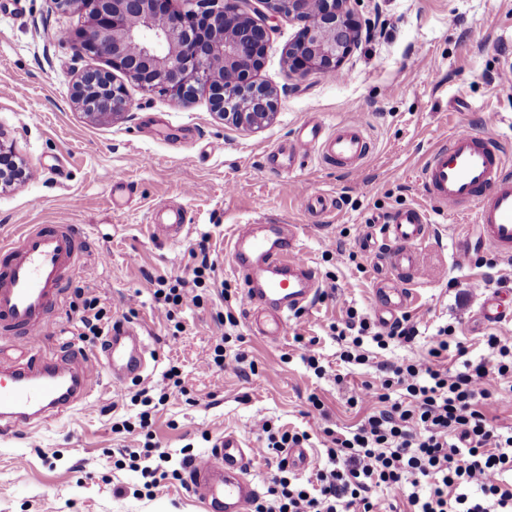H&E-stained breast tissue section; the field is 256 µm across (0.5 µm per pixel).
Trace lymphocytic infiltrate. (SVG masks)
Returning <instances> with one entry per match:
<instances>
[{
	"label": "lymphocytic infiltrate",
	"instance_id": "f902f5d3",
	"mask_svg": "<svg viewBox=\"0 0 512 512\" xmlns=\"http://www.w3.org/2000/svg\"><path fill=\"white\" fill-rule=\"evenodd\" d=\"M191 279L148 277L156 309L172 322L184 301L200 302L214 272L207 249L194 253ZM346 364H375L378 382L363 384L350 405L370 408L357 428H324L327 462L313 481L292 477L284 449L311 436L259 415L258 456L276 464L252 512H387L385 489L406 498L409 512H512V430L496 414L512 410V342L488 334L489 359L472 360L453 325L436 329L426 357L375 361L374 350L413 343L411 316L381 325L355 308L330 324Z\"/></svg>",
	"mask_w": 512,
	"mask_h": 512
}]
</instances>
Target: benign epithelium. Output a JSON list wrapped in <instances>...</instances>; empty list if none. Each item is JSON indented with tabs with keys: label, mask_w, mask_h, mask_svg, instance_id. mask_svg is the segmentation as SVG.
<instances>
[{
	"label": "benign epithelium",
	"mask_w": 512,
	"mask_h": 512,
	"mask_svg": "<svg viewBox=\"0 0 512 512\" xmlns=\"http://www.w3.org/2000/svg\"><path fill=\"white\" fill-rule=\"evenodd\" d=\"M73 5L84 24L69 33L76 57H103L106 69H86L71 97L94 122H109L133 107L119 71L146 92L161 91L174 104L203 92L212 112L245 130L265 126L277 111V94L255 79L269 47L267 21L301 23L288 48L293 71L336 73L362 37L350 0H50Z\"/></svg>",
	"instance_id": "7a95c632"
}]
</instances>
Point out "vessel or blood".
<instances>
[{"label": "vessel or blood", "mask_w": 512, "mask_h": 512, "mask_svg": "<svg viewBox=\"0 0 512 512\" xmlns=\"http://www.w3.org/2000/svg\"><path fill=\"white\" fill-rule=\"evenodd\" d=\"M372 140L357 124L325 132L319 123L302 125L292 153L313 155L330 167L355 171L371 152ZM419 180L438 207L458 212L473 207L481 239L498 256L512 259V162L501 140L466 128L427 157ZM186 226L183 209L154 219L156 238L171 239ZM430 219L420 208L398 210L384 228L376 292V315L392 323L411 297V284L423 278L417 244L428 238ZM289 224H244L230 242L232 268L243 283V309L253 332L270 341L285 336L297 313L318 293L319 279L295 244ZM86 238L70 224L33 226L0 247V343L23 342L24 361L0 362V432L14 433L86 406L103 375L113 386L140 377L148 368L141 327L122 320L100 350L72 347L49 355L43 342L62 308L66 286L76 274ZM508 308L496 293L485 295L480 317L488 324L504 320ZM253 449L235 433L219 438L188 470L189 493L203 512H250L259 487L248 478Z\"/></svg>", "instance_id": "b4317fda"}]
</instances>
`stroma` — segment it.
Listing matches in <instances>:
<instances>
[{"label": "stroma", "mask_w": 512, "mask_h": 512, "mask_svg": "<svg viewBox=\"0 0 512 512\" xmlns=\"http://www.w3.org/2000/svg\"><path fill=\"white\" fill-rule=\"evenodd\" d=\"M365 34L344 59L340 75L290 71L286 52L298 35L293 19H271L270 47L257 74L273 87L279 105L263 129L248 131L218 119L206 95L182 105L160 93L125 86L133 108L109 123L89 121L71 100L77 75L104 67L101 58L73 59L61 31L84 21L81 11H59L49 0H0V139L38 176L0 189V241L29 224H71L90 248L71 288L98 297L113 318L141 324L152 352L142 378L113 393L102 381L95 404L28 431L0 435V512H200L184 484L169 478L144 489L140 472L119 461L120 448L153 439L168 452L169 469L185 453L201 454L224 432L257 447V415L315 437L301 480L326 462L318 440L328 425L351 427L364 409L350 406L345 390L317 378L301 359L302 340L315 339L325 367H335L339 346L329 331L348 307L375 316V246L378 225L399 209L425 210L432 232L419 248L426 271L406 308L421 334L415 343L381 352V359L424 357L435 328L454 324L473 359L487 357L488 333L512 338V320L479 321L482 296L463 284L485 276L504 279L512 299V262L495 268L457 267L456 240L483 248L473 213L440 211L418 178L433 149L459 126L512 144V86L500 74L512 67V0H351ZM325 131L359 123L373 149L353 174L322 166L317 158L289 162L279 148L310 120ZM325 198L318 213L301 207L294 184ZM171 206L187 212L185 231L173 240L153 237L149 218ZM241 224H294L298 244L316 269L321 289L286 336L270 342L240 324L242 341L230 344L256 366L204 364L224 331L216 314L224 286L239 290L226 244ZM207 240L215 263L210 300L184 302L183 324L173 333L159 317L147 279L188 277L190 247ZM178 366L187 392L153 410L149 430H124L143 406L141 390L158 396L169 366ZM317 395L323 411L308 398Z\"/></svg>", "instance_id": "35a3bbf8"}]
</instances>
